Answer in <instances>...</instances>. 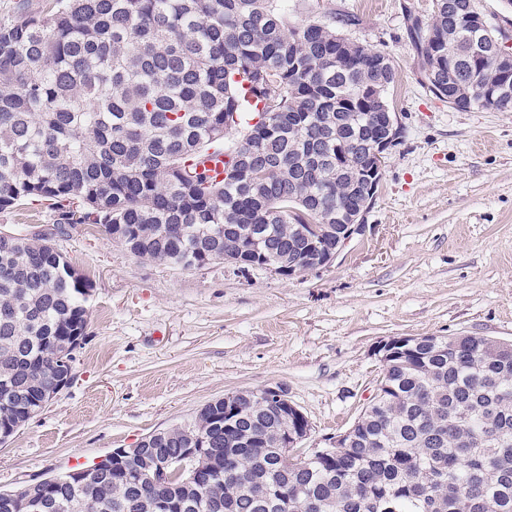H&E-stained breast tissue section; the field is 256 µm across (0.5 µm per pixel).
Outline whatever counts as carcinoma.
<instances>
[{
	"mask_svg": "<svg viewBox=\"0 0 512 512\" xmlns=\"http://www.w3.org/2000/svg\"><path fill=\"white\" fill-rule=\"evenodd\" d=\"M436 0L409 27L425 87L462 111L512 109L483 54L495 32ZM0 21V211L34 203L52 227L0 231V428L66 374L60 354L87 335L92 284L55 238L78 224L130 253L183 270L245 253L261 231L274 254L311 266L315 251L289 211L328 224L370 201L368 154L397 69L352 46L339 20H290L288 0H16ZM456 48L448 59V47ZM224 153L220 181L200 167ZM387 388L352 424L354 439L307 462L265 437L279 426L250 393L149 444L163 458L201 448L207 477L164 486L137 455L78 483L50 476L0 490V512H512V343L427 336L389 360Z\"/></svg>",
	"mask_w": 512,
	"mask_h": 512,
	"instance_id": "1",
	"label": "carcinoma"
}]
</instances>
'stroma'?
<instances>
[{
    "label": "stroma",
    "instance_id": "1",
    "mask_svg": "<svg viewBox=\"0 0 512 512\" xmlns=\"http://www.w3.org/2000/svg\"><path fill=\"white\" fill-rule=\"evenodd\" d=\"M435 0H289L291 17L351 13L347 36L390 56V150L364 236L288 277L216 261L181 270L80 224L56 244L90 280L73 380L7 443L0 489L90 465L194 421L224 394L281 389L326 447L368 404L374 348L401 336L512 342V110L435 98L407 18Z\"/></svg>",
    "mask_w": 512,
    "mask_h": 512
}]
</instances>
